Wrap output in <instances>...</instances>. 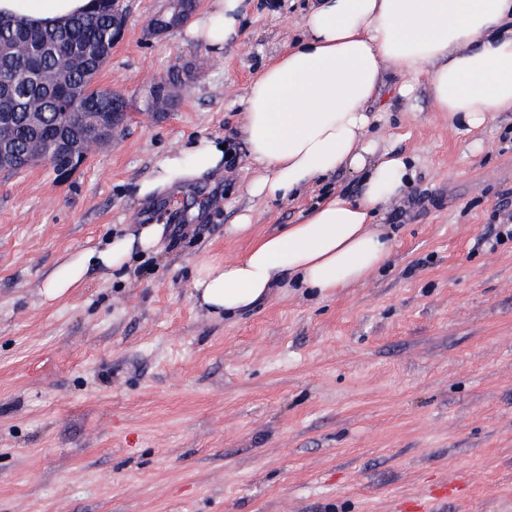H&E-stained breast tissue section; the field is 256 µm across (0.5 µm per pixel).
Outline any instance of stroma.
Wrapping results in <instances>:
<instances>
[{"instance_id":"stroma-1","label":"stroma","mask_w":512,"mask_h":512,"mask_svg":"<svg viewBox=\"0 0 512 512\" xmlns=\"http://www.w3.org/2000/svg\"><path fill=\"white\" fill-rule=\"evenodd\" d=\"M164 0H124L126 28L94 79L127 103L112 139L67 176L0 171V512H512V112L460 132L426 84L374 101L368 136L410 157L380 226L386 264L321 295L279 288L216 315L203 263L297 223L343 171L287 200L250 197L248 84L302 33L308 0H255L214 54L186 28L148 31ZM195 78L162 112L172 68ZM231 142L220 172L138 198L168 152ZM252 228L229 235L243 210ZM160 224L158 252L94 271L54 302L66 254Z\"/></svg>"}]
</instances>
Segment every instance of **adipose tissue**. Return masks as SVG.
<instances>
[{
	"instance_id": "obj_1",
	"label": "adipose tissue",
	"mask_w": 512,
	"mask_h": 512,
	"mask_svg": "<svg viewBox=\"0 0 512 512\" xmlns=\"http://www.w3.org/2000/svg\"><path fill=\"white\" fill-rule=\"evenodd\" d=\"M251 6L213 0L190 34L222 52ZM89 9L90 0H0V16L36 27ZM302 27L249 85L241 134L254 174L246 191L284 199L341 170L361 175L362 190L326 195L238 258L206 263L193 287L217 314L251 309L274 288H345L386 262L391 241L375 222L413 176L406 156L378 152L365 138L367 106L388 79H398L404 97L426 83L434 111L469 130L512 112V0H314ZM223 164L219 139H191L157 164L137 195L152 197ZM160 236L150 224L72 256L47 276L45 298L62 297L90 270H119L134 252L156 251Z\"/></svg>"
}]
</instances>
